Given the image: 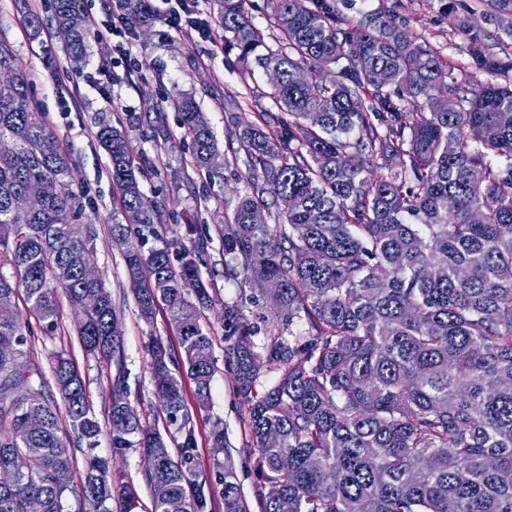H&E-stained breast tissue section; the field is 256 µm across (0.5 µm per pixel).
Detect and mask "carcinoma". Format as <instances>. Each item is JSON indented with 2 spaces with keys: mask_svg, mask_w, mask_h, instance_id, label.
<instances>
[{
  "mask_svg": "<svg viewBox=\"0 0 512 512\" xmlns=\"http://www.w3.org/2000/svg\"><path fill=\"white\" fill-rule=\"evenodd\" d=\"M128 20L146 25L151 0H129ZM224 49L243 69L278 73L281 114L262 113L236 133L254 178L214 231L224 273H242L269 303L281 333H262L243 310L224 306L239 391L249 409L260 472L270 490L260 512H512V56L489 43L512 40V0H429L464 31L479 14L487 28L469 45L457 77L441 49L410 34L395 15L371 12L343 28L335 0H268V29L248 0H212ZM59 36L73 60L85 54L82 0H53ZM274 41L271 47L268 41ZM338 75L323 73L332 67ZM0 512H135V488L91 453L102 425L86 381L60 353L50 372L63 405L46 395L44 368L18 319L23 291L48 332L62 304L86 353L116 369L110 380V447L157 456L146 483L162 485L151 512H210L215 495L198 480L196 419L214 373L202 312L214 300L203 280L212 236L185 224L158 229L161 204L141 188L147 169L120 125L96 139L110 162L123 221V250L139 317L164 308L175 350L152 340L149 370L161 425L146 427L127 402L121 322L110 292L90 287L75 256L96 261L92 224L69 189L72 157L31 98L0 37ZM193 161L209 178L227 167L206 113L174 99ZM379 156L398 159L377 175ZM56 190L34 211L16 200L29 186ZM275 198L270 212L265 188ZM266 222L256 224L253 215ZM274 218V223L267 219ZM288 331L283 336L282 331ZM280 371L257 390L261 364ZM69 424L90 449L80 482L62 436ZM224 512H247L231 461L216 463Z\"/></svg>",
  "mask_w": 512,
  "mask_h": 512,
  "instance_id": "cac0c4a2",
  "label": "carcinoma"
}]
</instances>
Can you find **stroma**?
Returning <instances> with one entry per match:
<instances>
[{
	"instance_id": "stroma-1",
	"label": "stroma",
	"mask_w": 512,
	"mask_h": 512,
	"mask_svg": "<svg viewBox=\"0 0 512 512\" xmlns=\"http://www.w3.org/2000/svg\"><path fill=\"white\" fill-rule=\"evenodd\" d=\"M30 5L31 0H0V37L10 42L17 69L30 75L32 97L47 113L53 131L73 158L69 187L80 197L87 219L96 223L97 267L122 321L128 400L142 421L150 424L157 415L148 369L150 339L159 336L174 347L178 338L166 311H158L150 325L137 315L122 250L110 232L116 203L109 159L95 136L97 124L122 121L134 150L155 158L156 166L143 181L142 190L147 196L163 199L161 222L168 232L189 221L210 227L223 223L225 202L245 193L250 185L246 156L232 130L237 123L256 122L261 113L274 111L273 84L260 70L244 75L235 55L225 54L221 40L187 35L160 19L141 28L124 29L118 37L110 35L103 0H85L90 35L85 57L76 66L54 36L55 24L47 7L38 9L40 31L31 32L27 26ZM337 8L351 25L367 12H393L410 33L441 47L456 72H464L469 65L468 33L456 28L452 18L439 13L429 0H339ZM62 70L68 77L60 83L54 74ZM181 93L194 95L208 114L228 163L223 178L206 181L191 164L172 107L173 98ZM160 112L166 117V134L159 138L155 117ZM202 274L218 288L221 302L204 313V324L213 339L215 373L208 407L194 413L196 453L205 473H214L210 432L214 422H222L224 446L232 455L249 512H259L258 495L269 486L258 475V453L237 393L235 367L227 354L224 308L240 306L254 322L269 317L270 312L244 276H225L219 241H211ZM17 310L29 325L28 341L35 356L46 365L57 353L67 354L88 378L90 403L99 421H106L111 369L85 354L70 310H63L57 330L51 333L43 330L25 305H18Z\"/></svg>"
}]
</instances>
